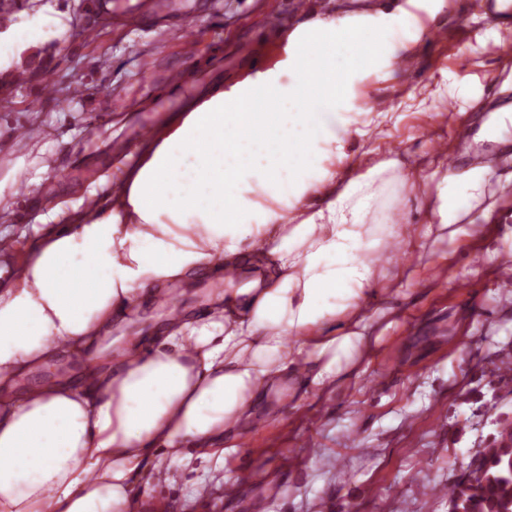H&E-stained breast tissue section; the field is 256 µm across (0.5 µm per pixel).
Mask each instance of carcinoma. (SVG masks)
<instances>
[{"label":"carcinoma","instance_id":"obj_1","mask_svg":"<svg viewBox=\"0 0 512 512\" xmlns=\"http://www.w3.org/2000/svg\"><path fill=\"white\" fill-rule=\"evenodd\" d=\"M478 454L479 467L461 466V475L448 487L450 512H512V442L500 434L493 447Z\"/></svg>","mask_w":512,"mask_h":512}]
</instances>
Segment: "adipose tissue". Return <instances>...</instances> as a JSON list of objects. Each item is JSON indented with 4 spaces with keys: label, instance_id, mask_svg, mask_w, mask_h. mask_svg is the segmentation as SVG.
<instances>
[{
    "label": "adipose tissue",
    "instance_id": "ef3b65f1",
    "mask_svg": "<svg viewBox=\"0 0 512 512\" xmlns=\"http://www.w3.org/2000/svg\"><path fill=\"white\" fill-rule=\"evenodd\" d=\"M426 36L403 7L309 20L289 33L284 67L228 89L197 74L195 97L144 140L120 195L52 205V228L0 289V512H129L140 473L182 461L188 444L223 463L266 396L306 376L330 383L364 340L362 302L380 272L367 255L381 239L363 221L375 170L337 186L321 148L370 62ZM244 145L259 166L236 163ZM484 174L440 186L441 225L477 199ZM283 200L300 217L289 228ZM244 262L266 280L225 295L207 323L174 307L150 348L112 337L141 297ZM289 335L299 344L285 346ZM79 355L81 375L17 390L32 368Z\"/></svg>",
    "mask_w": 512,
    "mask_h": 512
}]
</instances>
